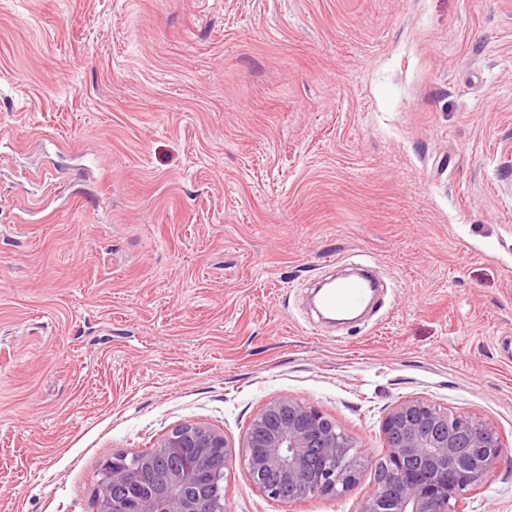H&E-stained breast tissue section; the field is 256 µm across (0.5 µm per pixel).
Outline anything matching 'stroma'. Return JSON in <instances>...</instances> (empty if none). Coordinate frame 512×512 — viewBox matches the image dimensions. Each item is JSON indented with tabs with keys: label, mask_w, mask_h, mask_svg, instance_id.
<instances>
[{
	"label": "stroma",
	"mask_w": 512,
	"mask_h": 512,
	"mask_svg": "<svg viewBox=\"0 0 512 512\" xmlns=\"http://www.w3.org/2000/svg\"><path fill=\"white\" fill-rule=\"evenodd\" d=\"M358 321L310 306L346 264ZM512 0H0V512L292 396L370 461L422 397L512 449ZM464 512H512L498 463Z\"/></svg>",
	"instance_id": "1"
}]
</instances>
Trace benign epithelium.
<instances>
[{"label": "benign epithelium", "instance_id": "1", "mask_svg": "<svg viewBox=\"0 0 512 512\" xmlns=\"http://www.w3.org/2000/svg\"><path fill=\"white\" fill-rule=\"evenodd\" d=\"M382 433L384 458L392 473L361 500L358 512H456L468 489L480 486L486 462L503 449L497 431L478 417L448 415L423 398L396 403ZM159 448H222L224 468L233 454L224 435L202 424L181 425L165 435ZM356 442L321 411L284 395L265 404L242 443L241 461L253 483L271 498L282 487L292 492L313 488L336 494L351 485L364 457ZM131 481L128 456L116 454L102 467V512H126L113 501L110 487ZM209 473L189 463L167 473L155 491L132 498L133 512H202L201 495Z\"/></svg>", "mask_w": 512, "mask_h": 512}]
</instances>
